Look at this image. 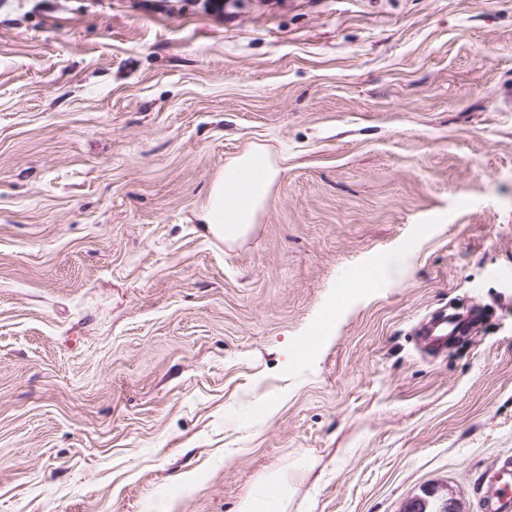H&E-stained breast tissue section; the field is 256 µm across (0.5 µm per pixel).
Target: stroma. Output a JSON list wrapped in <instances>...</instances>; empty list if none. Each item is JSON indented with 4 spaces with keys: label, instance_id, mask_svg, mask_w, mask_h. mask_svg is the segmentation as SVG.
<instances>
[{
    "label": "stroma",
    "instance_id": "35a3bbf8",
    "mask_svg": "<svg viewBox=\"0 0 512 512\" xmlns=\"http://www.w3.org/2000/svg\"><path fill=\"white\" fill-rule=\"evenodd\" d=\"M508 95L512 0H0V512H239L300 463L287 512H482ZM256 145L254 233L204 236ZM459 299L488 325L426 357ZM282 171L261 146L228 161L224 172L213 180L206 203L195 216L198 224L224 241L248 237L267 203L269 189ZM218 228L222 229L221 235Z\"/></svg>",
    "mask_w": 512,
    "mask_h": 512
}]
</instances>
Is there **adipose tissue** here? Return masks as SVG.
I'll return each instance as SVG.
<instances>
[{"label": "adipose tissue", "mask_w": 512, "mask_h": 512, "mask_svg": "<svg viewBox=\"0 0 512 512\" xmlns=\"http://www.w3.org/2000/svg\"><path fill=\"white\" fill-rule=\"evenodd\" d=\"M281 172V167L260 146L228 161L213 180L207 200L196 215L199 224L208 233H220L227 241L248 237ZM306 472V466L299 465L272 474L256 494L244 501L241 512H283L293 484Z\"/></svg>", "instance_id": "adipose-tissue-1"}]
</instances>
